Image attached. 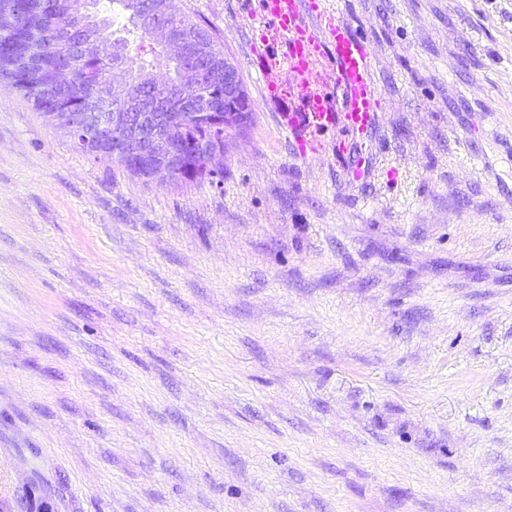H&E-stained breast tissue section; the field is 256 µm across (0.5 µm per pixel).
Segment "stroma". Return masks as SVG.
<instances>
[{
  "mask_svg": "<svg viewBox=\"0 0 512 512\" xmlns=\"http://www.w3.org/2000/svg\"><path fill=\"white\" fill-rule=\"evenodd\" d=\"M377 125L301 160L239 18L175 0L252 112L213 176L80 152L0 84V512H512V0H328Z\"/></svg>",
  "mask_w": 512,
  "mask_h": 512,
  "instance_id": "35a3bbf8",
  "label": "stroma"
}]
</instances>
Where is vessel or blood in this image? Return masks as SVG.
Returning a JSON list of instances; mask_svg holds the SVG:
<instances>
[{"instance_id":"vessel-or-blood-1","label":"vessel or blood","mask_w":512,"mask_h":512,"mask_svg":"<svg viewBox=\"0 0 512 512\" xmlns=\"http://www.w3.org/2000/svg\"><path fill=\"white\" fill-rule=\"evenodd\" d=\"M256 2L257 9L245 22L252 33L248 52L265 97L278 95V78L266 66L273 57L300 78L314 62H323L330 79L326 91L314 95L305 83H297L301 106L281 113V128L297 146L300 158L312 157L321 136L332 132L337 135V151H344L347 139L363 137L380 112L370 43L327 8L324 0Z\"/></svg>"}]
</instances>
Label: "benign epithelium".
<instances>
[{
    "mask_svg": "<svg viewBox=\"0 0 512 512\" xmlns=\"http://www.w3.org/2000/svg\"><path fill=\"white\" fill-rule=\"evenodd\" d=\"M173 0H151L143 15L151 38L184 62V77L172 85L155 77L152 87L132 94L126 79L128 56L112 58L104 77L84 95L77 112H50L83 152L99 158L104 152L121 156L127 166L148 179L173 180L195 163L203 173L215 174L224 160L220 124L237 123L251 111L242 76L227 56L206 52L198 29L173 22ZM72 57L99 58L102 44L98 31L88 26L75 44L61 33ZM122 104L102 110L106 98ZM204 126L211 135L197 142L186 140L189 126Z\"/></svg>",
    "mask_w": 512,
    "mask_h": 512,
    "instance_id": "7a95c632",
    "label": "benign epithelium"
}]
</instances>
